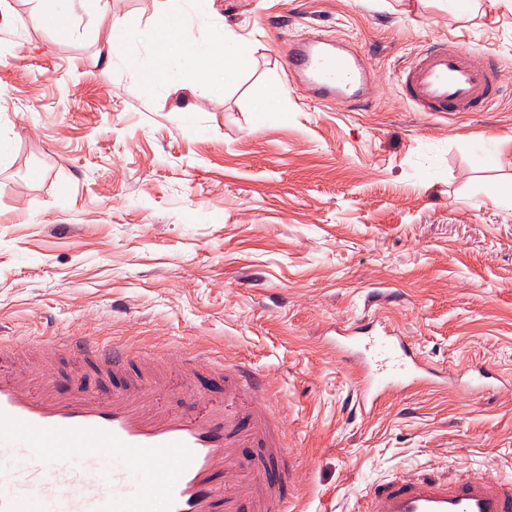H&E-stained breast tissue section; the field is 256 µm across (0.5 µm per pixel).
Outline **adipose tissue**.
Masks as SVG:
<instances>
[{
    "label": "adipose tissue",
    "mask_w": 512,
    "mask_h": 512,
    "mask_svg": "<svg viewBox=\"0 0 512 512\" xmlns=\"http://www.w3.org/2000/svg\"><path fill=\"white\" fill-rule=\"evenodd\" d=\"M193 0H168V8L160 17L155 34L159 53L155 66L144 74L142 82L154 87L165 79L172 68L178 67L194 72L197 77L196 89L211 91L215 80L225 84L235 83L251 62L250 46L233 32H225L216 42H197L187 38L181 28ZM40 7L33 20L42 27L52 30L57 36L66 38L71 29L66 23L68 13L76 8L104 7L111 9L112 0H39Z\"/></svg>",
    "instance_id": "ef3b65f1"
}]
</instances>
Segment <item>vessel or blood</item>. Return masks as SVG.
I'll use <instances>...</instances> for the list:
<instances>
[{"label":"vessel or blood","mask_w":512,"mask_h":512,"mask_svg":"<svg viewBox=\"0 0 512 512\" xmlns=\"http://www.w3.org/2000/svg\"><path fill=\"white\" fill-rule=\"evenodd\" d=\"M289 73L312 98L370 104L376 76L364 52L315 36L288 50ZM421 112H479L500 90L492 60L447 42L404 72ZM330 344L358 365L357 401L372 412L392 391L444 389L446 371L405 337L355 325ZM77 358L83 373L60 375ZM470 391L492 373H458ZM264 374L198 348L137 352L95 336H0V512H288L295 463ZM363 512H512V479L392 478Z\"/></svg>","instance_id":"vessel-or-blood-1"}]
</instances>
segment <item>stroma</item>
Returning <instances> with one entry per match:
<instances>
[{
    "label": "stroma",
    "instance_id": "stroma-1",
    "mask_svg": "<svg viewBox=\"0 0 512 512\" xmlns=\"http://www.w3.org/2000/svg\"><path fill=\"white\" fill-rule=\"evenodd\" d=\"M0 26V335L118 337L219 350L265 372L297 461L288 512H358L375 483L512 478V12L438 0H195L187 37L241 35L237 83L144 92L165 0H112L68 39L8 0ZM139 28L112 44L114 19ZM353 40L378 78L370 108L291 84L300 36ZM497 61L485 111L420 112L402 69L431 41ZM136 60L138 69L126 66ZM287 86L257 120L266 84ZM189 114H181L183 106ZM502 139L496 156L486 149ZM377 322L432 364L488 366L496 390L419 387L357 403L329 339Z\"/></svg>",
    "mask_w": 512,
    "mask_h": 512
}]
</instances>
